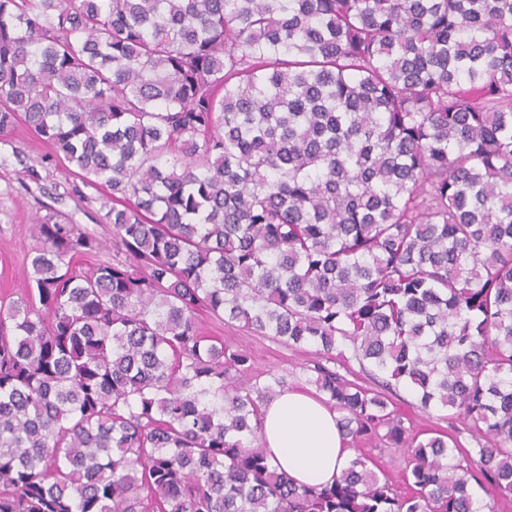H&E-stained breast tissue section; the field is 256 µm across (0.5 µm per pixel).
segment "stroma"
<instances>
[{"mask_svg": "<svg viewBox=\"0 0 512 512\" xmlns=\"http://www.w3.org/2000/svg\"><path fill=\"white\" fill-rule=\"evenodd\" d=\"M112 200L102 188L79 185L70 164L59 161L53 149L25 124L0 133V298L16 297L31 271L28 255L35 245L31 228L36 220L74 224L99 240H111L106 214ZM205 331L226 344L246 350L254 372L286 378L289 387L307 388L309 368L317 358L314 346L291 347L243 328L205 320ZM392 402L404 427L428 437L445 432L462 447H474L463 422L452 410L421 409L408 389H399Z\"/></svg>", "mask_w": 512, "mask_h": 512, "instance_id": "stroma-1", "label": "stroma"}]
</instances>
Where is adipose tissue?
I'll return each instance as SVG.
<instances>
[{"label": "adipose tissue", "mask_w": 512, "mask_h": 512, "mask_svg": "<svg viewBox=\"0 0 512 512\" xmlns=\"http://www.w3.org/2000/svg\"><path fill=\"white\" fill-rule=\"evenodd\" d=\"M260 443L300 485L332 483L352 455L335 411L301 389L282 392L265 406Z\"/></svg>", "instance_id": "1"}]
</instances>
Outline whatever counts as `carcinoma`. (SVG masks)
Masks as SVG:
<instances>
[{
    "label": "carcinoma",
    "instance_id": "carcinoma-1",
    "mask_svg": "<svg viewBox=\"0 0 512 512\" xmlns=\"http://www.w3.org/2000/svg\"><path fill=\"white\" fill-rule=\"evenodd\" d=\"M106 187L112 262L33 225L0 301V512H494L512 498V0H0V131ZM316 346L357 451L297 486L286 380L198 312ZM352 347L374 391L326 363ZM412 390L476 434L419 438ZM357 448H363V451L373 458L381 470L385 471L393 481L404 488L402 474L407 463L406 448L399 450L386 448L379 441L360 443Z\"/></svg>",
    "mask_w": 512,
    "mask_h": 512
}]
</instances>
